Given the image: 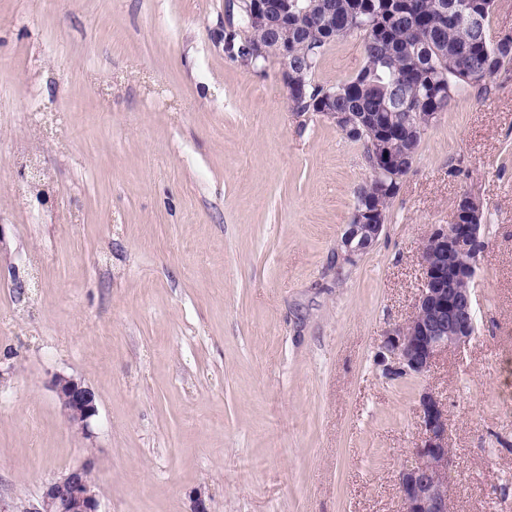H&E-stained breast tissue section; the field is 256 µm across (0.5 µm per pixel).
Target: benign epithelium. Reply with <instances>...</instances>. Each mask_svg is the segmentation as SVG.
Returning a JSON list of instances; mask_svg holds the SVG:
<instances>
[{"label":"benign epithelium","instance_id":"benign-epithelium-1","mask_svg":"<svg viewBox=\"0 0 512 512\" xmlns=\"http://www.w3.org/2000/svg\"><path fill=\"white\" fill-rule=\"evenodd\" d=\"M245 12L246 26L233 22V14L224 19L228 36L225 50L232 56L260 54L279 63L288 75V42H277L256 51L250 39L251 25H286L288 0H228ZM384 229L381 218L365 220L355 211L341 238L343 259L353 262L365 254ZM471 251L472 260L448 270V249ZM484 249L478 224H451L434 228L422 251V282L415 313L405 323L388 329L380 343L379 360L387 371L402 376H421L437 358L458 349L474 338L476 299L455 287L458 280L475 275L476 262ZM53 388L68 426L83 436H92V423L98 415L97 396L82 381L58 376ZM421 435L412 450L411 460L398 475V493L402 512H448V474L452 454L448 446V418L435 393L425 389L419 395ZM94 454L80 465L47 482L37 503L24 512H101V492L94 479Z\"/></svg>","mask_w":512,"mask_h":512}]
</instances>
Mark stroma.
Returning a JSON list of instances; mask_svg holds the SVG:
<instances>
[{
	"label": "stroma",
	"mask_w": 512,
	"mask_h": 512,
	"mask_svg": "<svg viewBox=\"0 0 512 512\" xmlns=\"http://www.w3.org/2000/svg\"><path fill=\"white\" fill-rule=\"evenodd\" d=\"M225 0H0V507L87 454L101 512H401L418 398L448 412L450 512H512V63L420 142L377 242L337 254L364 146L224 49ZM363 66L352 35L315 71ZM484 209L477 332L386 377L421 255ZM98 396L92 437L51 381Z\"/></svg>",
	"instance_id": "1"
}]
</instances>
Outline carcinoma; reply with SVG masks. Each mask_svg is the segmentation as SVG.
Returning <instances> with one entry per match:
<instances>
[{"mask_svg": "<svg viewBox=\"0 0 512 512\" xmlns=\"http://www.w3.org/2000/svg\"><path fill=\"white\" fill-rule=\"evenodd\" d=\"M469 4L489 18L492 0H289L288 46L304 79L288 94L293 111L349 114L346 137L364 144L368 164L382 132L392 136L394 156L415 159L422 132L407 128L417 113L445 112L470 89L489 94L493 77L512 63V39L495 44L457 20ZM351 34L363 40L360 71L331 87L315 83L326 46ZM398 191L392 178L373 175L354 207L385 215Z\"/></svg>", "mask_w": 512, "mask_h": 512, "instance_id": "obj_1", "label": "carcinoma"}]
</instances>
